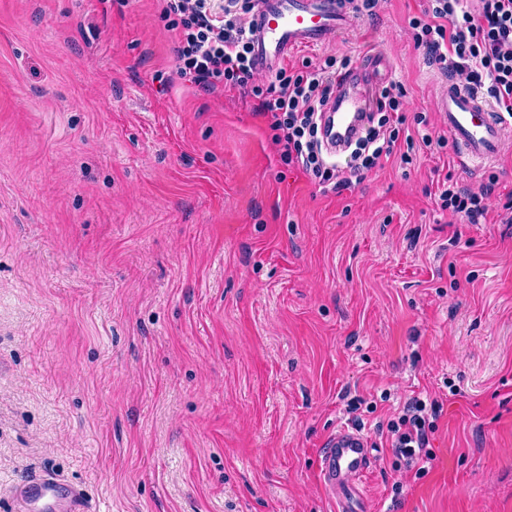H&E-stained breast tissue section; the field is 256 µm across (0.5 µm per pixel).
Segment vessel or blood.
I'll use <instances>...</instances> for the list:
<instances>
[{
    "instance_id": "b4317fda",
    "label": "vessel or blood",
    "mask_w": 512,
    "mask_h": 512,
    "mask_svg": "<svg viewBox=\"0 0 512 512\" xmlns=\"http://www.w3.org/2000/svg\"><path fill=\"white\" fill-rule=\"evenodd\" d=\"M352 0H254L249 18L251 59L262 73L275 72L285 56L300 46H319L351 29ZM387 79V62L371 54L350 69L323 110L321 139L328 153L342 154L367 131L372 110L370 88ZM448 133L462 157L473 165L498 159L508 124L478 93L449 84L442 101ZM373 460L369 440L355 429L336 432L324 448L318 479L336 512H361L359 485ZM20 512H94L81 486L63 485L48 473L29 476L15 490Z\"/></svg>"
}]
</instances>
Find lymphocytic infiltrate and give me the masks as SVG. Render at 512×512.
Returning <instances> with one entry per match:
<instances>
[{
    "label": "lymphocytic infiltrate",
    "mask_w": 512,
    "mask_h": 512,
    "mask_svg": "<svg viewBox=\"0 0 512 512\" xmlns=\"http://www.w3.org/2000/svg\"><path fill=\"white\" fill-rule=\"evenodd\" d=\"M160 15L173 32L177 75L204 89L216 86L252 95L267 116L283 158L297 164L319 184L339 190L391 156L404 124L403 91L383 89L376 100L377 127L358 141L347 170L337 169L322 154L319 118L341 73L334 60L301 69L280 68L274 76L258 77L250 56L246 20L253 0H160ZM471 12L465 0H430L421 16L410 22L415 46L430 63L467 89L482 93L497 111L512 118V0H480ZM491 186L472 190L447 179L439 195L442 209L479 223L488 212ZM435 429L426 403L410 401L398 421L389 423L392 453L407 467L427 460L423 450Z\"/></svg>",
    "instance_id": "lymphocytic-infiltrate-1"
}]
</instances>
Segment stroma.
I'll return each mask as SVG.
<instances>
[{"label": "stroma", "instance_id": "obj_1", "mask_svg": "<svg viewBox=\"0 0 512 512\" xmlns=\"http://www.w3.org/2000/svg\"><path fill=\"white\" fill-rule=\"evenodd\" d=\"M426 5L287 59L380 51L405 94L394 154L337 192L255 99L177 77L159 0H0V512L41 471L96 512H333L343 427L367 512H512V139L476 170L447 141ZM448 174L493 183L481 223L440 208ZM416 396L420 473L387 441ZM373 448L355 429L342 428L323 449L318 479L337 512H362L365 499L357 482L371 467Z\"/></svg>", "mask_w": 512, "mask_h": 512}]
</instances>
